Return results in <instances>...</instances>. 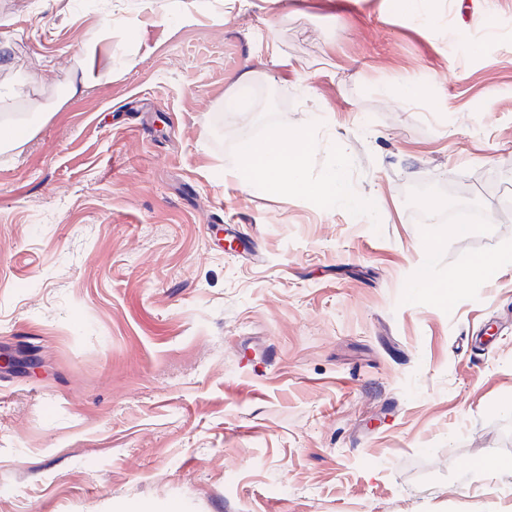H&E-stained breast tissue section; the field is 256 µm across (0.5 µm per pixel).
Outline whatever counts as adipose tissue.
<instances>
[{
	"instance_id": "adipose-tissue-1",
	"label": "adipose tissue",
	"mask_w": 512,
	"mask_h": 512,
	"mask_svg": "<svg viewBox=\"0 0 512 512\" xmlns=\"http://www.w3.org/2000/svg\"><path fill=\"white\" fill-rule=\"evenodd\" d=\"M312 144L306 133L299 129L279 128L263 142H247L239 148L241 165L249 176L272 190L311 193L321 203H329L331 196L342 193L339 172H331L327 184L321 189H309L300 180L302 162Z\"/></svg>"
}]
</instances>
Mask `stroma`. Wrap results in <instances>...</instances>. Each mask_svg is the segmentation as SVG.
I'll return each instance as SVG.
<instances>
[{
	"label": "stroma",
	"mask_w": 512,
	"mask_h": 512,
	"mask_svg": "<svg viewBox=\"0 0 512 512\" xmlns=\"http://www.w3.org/2000/svg\"><path fill=\"white\" fill-rule=\"evenodd\" d=\"M499 28L512 0H0L33 127L0 151V349L41 362L0 371V512H512L477 466L512 459V267L449 306L416 275L512 250ZM281 126L371 220L246 178ZM109 27L108 24H105L101 29L88 33L82 41L79 54L83 65L80 73L75 75L69 85L67 92L69 99L82 96L88 88L101 78L100 75H97V71L94 68V58L100 41L106 36L104 30ZM86 60L89 61L88 65L85 64Z\"/></svg>",
	"instance_id": "35a3bbf8"
}]
</instances>
